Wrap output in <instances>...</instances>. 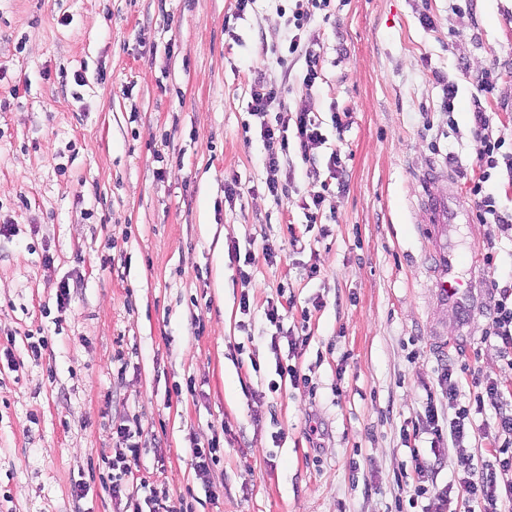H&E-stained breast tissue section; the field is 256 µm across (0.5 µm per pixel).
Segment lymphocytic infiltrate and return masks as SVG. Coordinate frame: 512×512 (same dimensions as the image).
I'll list each match as a JSON object with an SVG mask.
<instances>
[{
    "label": "lymphocytic infiltrate",
    "instance_id": "obj_1",
    "mask_svg": "<svg viewBox=\"0 0 512 512\" xmlns=\"http://www.w3.org/2000/svg\"><path fill=\"white\" fill-rule=\"evenodd\" d=\"M312 22L307 12L293 15L294 32L287 39L288 55L303 58L305 65L304 84H311L316 78L319 54L316 42L307 38L306 29ZM276 88L268 86L262 79H254L250 86L249 110L260 125L261 136L266 145L264 166L266 187L271 196H278L282 185L283 160L287 158L291 144H298L303 163L314 164L313 151L322 145L325 137L321 126L305 101H298L293 116H271L270 108L276 101ZM473 132L482 143L477 160V168L468 181V191L476 206L475 218L480 224L494 225L499 232H512V217L501 211L494 193L489 188L492 174L498 167H506L512 174V140L493 133L490 118L486 112L473 114ZM496 295L492 317L486 331L487 337L497 342V347L508 366L512 367V284L500 285L492 282ZM448 385V398L459 401L460 406L454 418L441 422L434 400H427L424 416L403 429L401 438L404 445L412 449L414 471L419 481L408 498V505L414 512H446L451 486L428 487L430 474L435 469L432 459L423 457L416 450L415 443L422 436H429L431 449H439L444 440L455 445H463L476 432L475 418L486 410L496 412L498 440L487 451L481 467H474L466 460H458L459 486L469 503L476 506L477 512H512V393H505L497 380L490 377L472 381L467 402H460L462 380L455 370L449 369L443 375ZM119 435L128 443L125 452L110 459L109 489L113 497H125V512H141V504L135 494L126 490L125 477L131 473L132 465L138 462L140 450L133 442V433L128 426H120Z\"/></svg>",
    "mask_w": 512,
    "mask_h": 512
}]
</instances>
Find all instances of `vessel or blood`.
<instances>
[{
    "label": "vessel or blood",
    "mask_w": 512,
    "mask_h": 512,
    "mask_svg": "<svg viewBox=\"0 0 512 512\" xmlns=\"http://www.w3.org/2000/svg\"><path fill=\"white\" fill-rule=\"evenodd\" d=\"M436 176V170L428 169L420 177L426 188L420 202L432 242L433 290L438 303L454 314L457 333L462 336L482 308L488 283L478 250L465 252L457 245L456 233L464 216L462 208L451 207L446 197L427 191Z\"/></svg>",
    "instance_id": "1"
}]
</instances>
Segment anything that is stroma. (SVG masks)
I'll list each match as a JSON object with an SVG mask.
<instances>
[{"mask_svg": "<svg viewBox=\"0 0 512 512\" xmlns=\"http://www.w3.org/2000/svg\"><path fill=\"white\" fill-rule=\"evenodd\" d=\"M234 5L0 0V354L12 353L0 357V512H122L98 466L124 451L116 430L130 419L142 427L127 482L139 496L154 487L192 512H396L412 470L400 429L431 394L454 417L447 367L512 389L488 314L472 321L468 353L436 345L455 318L431 291L418 182L435 165V193L466 195L475 110L512 136V0H331L310 27V85L272 52L297 0H255L228 32ZM489 67L498 85L485 97L476 82ZM258 74L283 107L307 100L326 137L319 173L341 150L327 236L298 207L311 185L298 148L294 188H266L248 108ZM232 179L242 194L229 203ZM289 295L283 325L308 336L295 356L265 318ZM32 336L48 339L37 361ZM286 365L308 387L280 375ZM485 418L463 447L445 444L436 486L458 457L481 463L496 434ZM215 436L223 451L205 482L192 450Z\"/></svg>", "mask_w": 512, "mask_h": 512, "instance_id": "stroma-1", "label": "stroma"}]
</instances>
